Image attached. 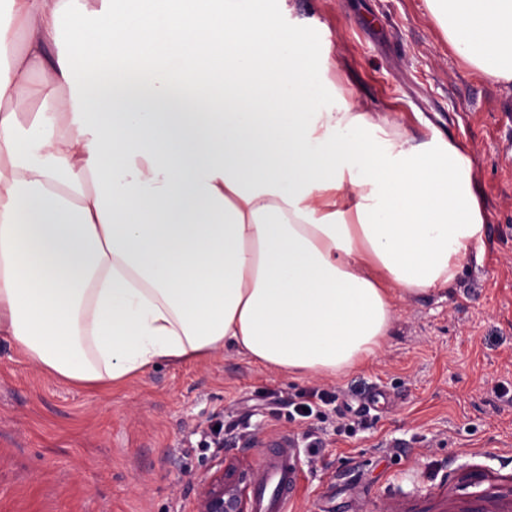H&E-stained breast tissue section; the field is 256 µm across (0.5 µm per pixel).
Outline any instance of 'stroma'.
Wrapping results in <instances>:
<instances>
[{
    "label": "stroma",
    "mask_w": 512,
    "mask_h": 512,
    "mask_svg": "<svg viewBox=\"0 0 512 512\" xmlns=\"http://www.w3.org/2000/svg\"><path fill=\"white\" fill-rule=\"evenodd\" d=\"M263 20L321 31L313 52L364 111L465 149L482 244L450 287L397 304L376 359L334 377L295 382L230 352L79 387L0 335V512H195L225 460L251 472L264 443L301 438L269 406L313 389L380 400L351 436L334 407L314 421L323 443L290 512H512V89L452 50L424 0H268ZM243 416L252 438L213 444Z\"/></svg>",
    "instance_id": "obj_1"
}]
</instances>
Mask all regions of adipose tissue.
<instances>
[{"label":"adipose tissue","mask_w":512,"mask_h":512,"mask_svg":"<svg viewBox=\"0 0 512 512\" xmlns=\"http://www.w3.org/2000/svg\"><path fill=\"white\" fill-rule=\"evenodd\" d=\"M213 2L96 0L63 51L73 0H0V334L48 375L109 387L233 351L333 377L483 240L461 146L323 84L265 0ZM426 3L512 84V0ZM64 89L66 111L19 123Z\"/></svg>","instance_id":"obj_1"}]
</instances>
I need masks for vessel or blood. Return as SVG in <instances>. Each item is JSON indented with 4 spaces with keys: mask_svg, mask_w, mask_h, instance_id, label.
I'll use <instances>...</instances> for the list:
<instances>
[{
    "mask_svg": "<svg viewBox=\"0 0 512 512\" xmlns=\"http://www.w3.org/2000/svg\"><path fill=\"white\" fill-rule=\"evenodd\" d=\"M299 453L294 440H281L274 451L257 463L253 512H285L298 479Z\"/></svg>",
    "mask_w": 512,
    "mask_h": 512,
    "instance_id": "b4317fda",
    "label": "vessel or blood"
}]
</instances>
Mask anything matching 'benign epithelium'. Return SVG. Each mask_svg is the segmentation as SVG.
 Instances as JSON below:
<instances>
[{
    "label": "benign epithelium",
    "mask_w": 512,
    "mask_h": 512,
    "mask_svg": "<svg viewBox=\"0 0 512 512\" xmlns=\"http://www.w3.org/2000/svg\"><path fill=\"white\" fill-rule=\"evenodd\" d=\"M248 475L232 460L203 482L197 512H247Z\"/></svg>",
    "instance_id": "obj_1"
}]
</instances>
